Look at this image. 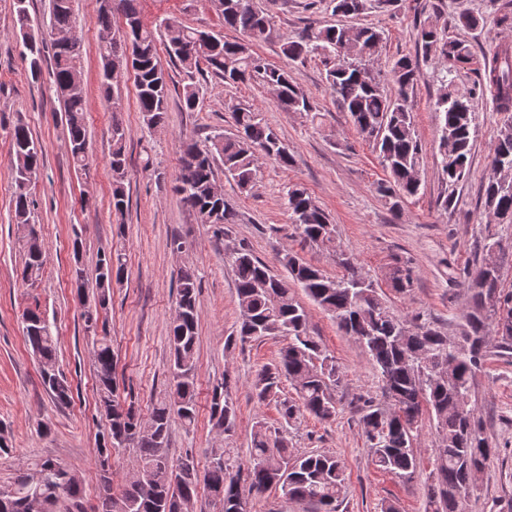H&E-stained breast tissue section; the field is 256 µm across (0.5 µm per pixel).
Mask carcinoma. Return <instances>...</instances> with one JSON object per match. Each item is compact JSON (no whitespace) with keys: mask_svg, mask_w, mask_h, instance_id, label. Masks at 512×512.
I'll return each mask as SVG.
<instances>
[{"mask_svg":"<svg viewBox=\"0 0 512 512\" xmlns=\"http://www.w3.org/2000/svg\"><path fill=\"white\" fill-rule=\"evenodd\" d=\"M129 26L128 38L135 67L136 100L144 122L152 127L165 121L170 95L169 83L159 63L160 30H173L181 49H165L179 64L188 83L182 87L185 109L194 112L203 100L200 79L207 75L226 83H244L255 77L278 91V101L286 112H314L316 107L304 93L296 77L285 69L271 66L251 51V45L267 38L271 18L256 6L255 0H221L224 26L238 31L243 41H228L206 30L182 25L174 18L159 24L143 22L138 0H117ZM335 16H358L371 7V0H329ZM49 27L52 33L75 32L71 0H52ZM417 41L422 58L432 65V74L441 93L435 111L441 117L440 145L453 144L454 153L440 151V170L445 189L438 198L439 207L447 212L454 205V187L470 171L471 152L476 130V101L490 93L500 112H512V47L496 46L485 59L478 87H460L453 77L456 66L472 58L469 47L448 35V30L423 25ZM383 32L374 27L344 24L309 25L295 39L283 45L291 60L321 55L332 63L325 80L336 104L348 112L354 125L371 144L388 173V179L376 183L377 195L396 212L420 191L419 169L423 148L416 135L412 100L423 73L417 59L400 56L394 59L385 76L371 67L379 54ZM31 73L41 72L43 47L36 40L26 43ZM99 51L104 62L103 77L112 83L114 45L103 40ZM51 74L53 84L67 114L68 144L76 169H88V137L85 123L86 93L83 84L74 83L81 74V46L78 37L52 43ZM119 107L112 106L111 167L113 173L112 206L121 213L128 206L124 188L127 162V132L117 117ZM236 133H215L204 144L189 142L183 155L197 158L190 174H180L176 190L183 201L208 223L218 213L220 223L214 232L224 234V225L236 224L239 214L224 198L217 195L214 164L219 160L224 174L243 191H250L258 180L257 158L264 155L282 167H290L293 155L277 133L262 122L259 112L249 104L232 106ZM13 155L16 223L31 228L32 236L24 242L25 261L22 278L35 282L43 274V247L35 229L34 179L42 161L40 146L33 140L27 125L19 121L10 131ZM490 163L501 167L497 179L483 188L485 210H492L500 223L512 226V118L500 126L490 152ZM285 205L299 237L311 245L330 243L336 225L328 214L300 185L288 187ZM480 260L466 268L462 282L468 306L460 324L465 345L457 346L452 338L432 322L412 321L390 311L373 281L356 258L348 253L336 254L340 274L327 276L292 252L282 257L287 276L270 272L252 251L239 247L227 254L234 276L240 309L236 336L228 341L245 343L267 336H280L286 344L278 358L263 365L253 381L260 404H274L280 428H287L312 416L321 422L335 420L337 403L334 389L340 383V367L335 357L310 335L305 308L294 298L301 289L309 299L327 312L338 328L357 340L368 355L372 369L379 375L385 403L369 400L360 417V428L370 448L372 462L380 470L411 479L418 468L412 450L424 416L435 422L440 450L435 459L433 483L428 491L430 512H462L463 506L448 494L450 487H468L474 476L495 454L482 437L480 421L474 416L472 390L477 375L484 370L489 346L484 339L494 333L501 318L512 322V292L501 288L502 270L512 265V236L489 237L479 244ZM124 269L122 253L101 254L95 269L98 307L85 308L81 314L83 328L97 336L93 364L97 377V403L109 419L99 436L95 464L100 478H105L104 464L112 454L136 443V463L127 472L118 494L104 495L98 512H174L172 505L185 498H196L199 485H205L219 512H247L241 484L248 492L261 493L275 485L289 498L313 505L315 512H337L345 498L347 478L343 463L334 456L304 454L296 456L279 428L258 421L253 425L249 459L239 461L232 448L211 449V460L204 476H199L194 459H181L185 469L175 475L166 448L173 417L186 427L194 425L197 413L195 372L197 343V297L199 282L192 269L180 272L177 281L179 316L171 324L170 389L152 405L150 423L154 431L131 439L141 415L134 396H120L115 381L117 357L107 334H98L91 325L99 324L101 310L111 299L112 277ZM391 288L405 293L413 286L412 271L399 265L390 274ZM498 292L499 306L488 310L484 287ZM27 345L45 366L40 371L43 386L52 402L66 407L72 401L69 382L57 367V337L49 319L38 311L24 316ZM289 381L296 397L281 395L283 381ZM210 419L215 428L236 429V407L229 395L228 383L212 389ZM68 469L51 458L34 466H22L14 480L0 486V512H31V502H41L42 512H56L60 502L69 503L68 512H84L83 486L65 481Z\"/></svg>","mask_w":512,"mask_h":512,"instance_id":"1","label":"carcinoma"}]
</instances>
